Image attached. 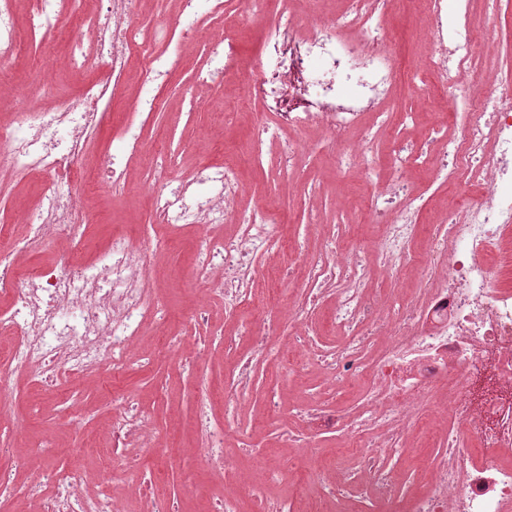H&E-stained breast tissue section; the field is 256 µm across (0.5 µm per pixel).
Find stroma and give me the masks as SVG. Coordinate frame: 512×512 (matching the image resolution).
<instances>
[{
	"label": "stroma",
	"instance_id": "35a3bbf8",
	"mask_svg": "<svg viewBox=\"0 0 512 512\" xmlns=\"http://www.w3.org/2000/svg\"><path fill=\"white\" fill-rule=\"evenodd\" d=\"M468 22L477 30H494L498 48H478L476 57L482 67V78L492 82L496 73L512 66V41L504 39V30L512 29V0H498L493 14L474 9L463 15L456 0L448 2V22ZM398 39V64L407 73L422 70L432 53V44L421 32L418 16L411 8L401 7L395 21ZM240 49L247 73L261 71L263 66V27L259 16L242 13L237 17ZM27 63L45 82L48 96L63 98L74 95L79 84L58 58L47 56L37 36H27L24 44ZM172 51L183 58L181 70L170 78L160 92V107L144 115L128 106L137 89L136 70L125 76L121 95L109 108L111 119L92 136L87 146L83 167L94 171L103 149L118 142L125 123L137 122L143 127V143L130 163L131 173L123 179V190L112 194L101 186L97 198L87 209L92 224V241L104 246L115 233L138 238H159L163 245L156 252L148 276L155 297L168 305L175 330L189 341L205 344L208 353L201 361L175 365L171 354L134 352L127 369L112 381H69L50 387L31 375L19 381L13 398L12 414L0 424V448L9 449V456L0 458L7 467L25 462L33 446H40L42 460L52 467L69 469L79 457L110 459L103 434L112 421V394L122 391L135 395L161 430L166 451L163 455L144 452L142 468L152 476L153 494L159 499L180 498L183 489L197 483L202 498L213 500L222 490L211 482L202 466L192 460L189 451L202 447L204 438L195 433L192 424L197 413L198 386L212 382L230 384L236 358L246 355L247 346H239L237 355L224 353L226 316L218 297L210 294L206 283L194 277L190 263L204 232L203 226L170 228L155 223L150 195L164 188L159 173L175 175L194 168L198 162L234 163L243 174L245 187L236 201L240 211L261 205L275 216L278 225L295 237L305 250L320 248L322 240L311 228V221L335 224L344 234L369 232L364 222L365 189L354 176L336 173L330 163L326 138L319 130L309 131L305 139L308 160L305 166L282 170L278 160L280 141L262 146L263 163L251 160V127L255 121L273 122L269 112L241 113L245 99L244 79L229 76L224 81L196 84L194 72L205 66L210 46L203 39L176 41ZM397 112H417L419 123L401 129L403 138L412 140L430 135L433 127L447 122L445 103H431L416 84H399L389 101ZM49 192V183L40 176H23L0 170V223L17 222L24 215L38 210ZM207 307L209 321L194 317L199 307ZM290 355L286 342L264 358L258 359L252 385L241 398L235 421L227 425L224 458L235 467L246 468L257 458L273 454L277 446L287 443L289 433L300 424L295 416L297 406L322 396L325 403L349 408L361 393L357 390L335 396L319 372H310L304 385L281 379L283 405L278 414L265 415L268 378Z\"/></svg>",
	"mask_w": 512,
	"mask_h": 512
}]
</instances>
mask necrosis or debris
<instances>
[{
  "label": "necrosis or debris",
  "instance_id": "4bbe7bcc",
  "mask_svg": "<svg viewBox=\"0 0 512 512\" xmlns=\"http://www.w3.org/2000/svg\"><path fill=\"white\" fill-rule=\"evenodd\" d=\"M390 2L343 0L335 13L313 14L292 8L291 0H181V9L144 29L134 21L138 0H87L81 10L76 0H29L22 19L16 0H0L1 68L18 63L25 27L40 33L49 50L66 35L68 67L88 76L77 96L50 109L38 78H31L24 104L0 119V159L55 184L79 181L86 139L105 123L127 70L136 66L142 74L135 111L154 112L163 83L181 67L168 50L174 39H193L201 19L210 20L201 80L239 74L240 46L224 29L227 12L261 16L264 66L249 77L247 91L275 123H254V144L292 132L280 157L292 167L303 158L305 130L320 126L335 148L337 171L358 170L371 183L368 221L382 232L357 245L321 226V251L285 272L304 285L295 315L235 323L225 344L244 339L259 357L284 325L304 367L326 373L334 385H364L358 414L321 409L314 415L359 465V480L338 488L342 498L357 502L356 512H512V286L502 283L512 272V76L490 85L463 82L478 34L466 23L449 28L447 0H422L434 56L417 79L424 91L446 98L461 134L441 136L435 148L399 138L386 162L370 156L356 163L347 136L366 114H375L382 129L414 120L412 113L381 109L399 81ZM88 29L96 42L91 56L84 49ZM414 166L427 168L443 186L473 176V188L439 222L423 224L408 178ZM195 181L217 190L199 200L185 182L171 194L154 192L152 208L174 228L213 225L193 265L198 276L212 278L225 311L234 312L255 297V259L286 250L288 242L267 210L236 214L237 166L202 164ZM232 215L237 233L218 232ZM23 224L19 233L0 226V336L11 341L9 359L0 364V415L10 412V393L24 375L38 374L51 385L123 372L145 327L167 320L165 304L146 286L151 244L120 235L92 265L68 254L32 268L26 257L54 240L83 246L91 224L84 206L62 195L48 196ZM379 272L390 287H374ZM410 274L420 288L399 294L397 283ZM325 301L332 305L331 327L347 338L330 355L310 345L316 332L310 317ZM426 424L442 446L413 479L402 478L389 460L410 448ZM199 428L206 446L197 455L211 479L223 481L226 432L206 416ZM156 436L133 398L113 395L112 445L125 451L113 473L126 478L130 495L148 503V512H174L172 503H153L138 478L139 451L154 447ZM20 491L32 512H123L106 478L91 491L80 475L41 467Z\"/></svg>",
  "mask_w": 512,
  "mask_h": 512
}]
</instances>
